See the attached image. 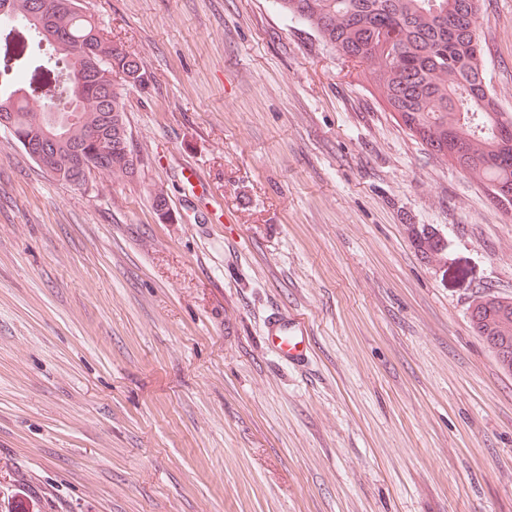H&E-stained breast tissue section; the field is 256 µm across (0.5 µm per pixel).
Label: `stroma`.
Instances as JSON below:
<instances>
[{
	"instance_id": "obj_1",
	"label": "stroma",
	"mask_w": 512,
	"mask_h": 512,
	"mask_svg": "<svg viewBox=\"0 0 512 512\" xmlns=\"http://www.w3.org/2000/svg\"><path fill=\"white\" fill-rule=\"evenodd\" d=\"M84 5L142 63L140 165L78 189L0 131V512H512V373L468 314L512 298V207L273 0ZM480 23L512 113V0ZM414 235V243L425 258L436 259L441 255L444 246L441 239L436 238L435 234L423 227L421 231L415 232ZM267 338L279 350L281 355L291 363L300 361L305 356L303 326L300 322L279 312H273L266 324Z\"/></svg>"
}]
</instances>
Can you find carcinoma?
I'll return each instance as SVG.
<instances>
[{"mask_svg": "<svg viewBox=\"0 0 512 512\" xmlns=\"http://www.w3.org/2000/svg\"><path fill=\"white\" fill-rule=\"evenodd\" d=\"M481 0H276L291 18L309 25L339 55L370 67L387 109L431 154L484 185L500 203L512 205V113L499 110L484 65ZM56 4L45 29L33 34L28 17ZM16 23L12 43L0 44V109L14 115L16 132L38 135L37 120L47 99L22 91L39 77L53 94L79 113L72 136L55 143L57 162L68 164L84 131L101 132L96 171L131 176L114 157L133 159L126 104L115 84L122 75L142 78L139 58L112 39L80 0H13L0 19ZM394 34L393 56L374 46ZM414 243L428 259L444 246L432 232H415ZM477 336H496L512 347V299L484 292L468 307Z\"/></svg>", "mask_w": 512, "mask_h": 512, "instance_id": "1", "label": "carcinoma"}]
</instances>
